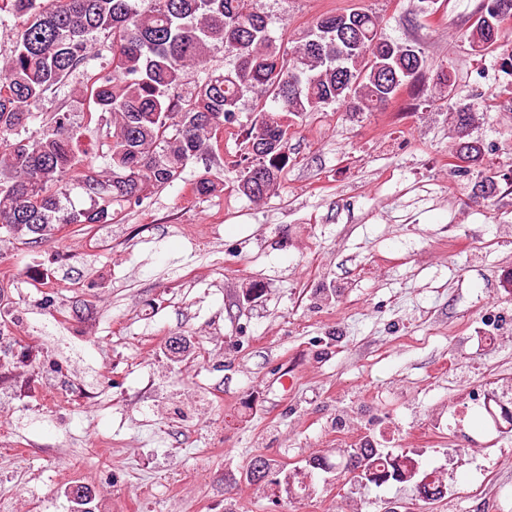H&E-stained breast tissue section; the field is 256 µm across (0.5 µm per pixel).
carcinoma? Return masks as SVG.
<instances>
[{
  "label": "carcinoma",
  "mask_w": 512,
  "mask_h": 512,
  "mask_svg": "<svg viewBox=\"0 0 512 512\" xmlns=\"http://www.w3.org/2000/svg\"><path fill=\"white\" fill-rule=\"evenodd\" d=\"M499 0H484L466 32L476 54L512 41ZM18 21L12 54L0 67V229L25 244L50 241L64 226L112 224L151 194L183 179L187 165L222 150L218 130L235 139L236 191L260 201L281 186L288 136L304 117L336 103L373 112L403 92L450 99L448 68L430 66L415 46L382 35L365 9L327 13L288 50L270 35L257 0H0ZM112 40V63L78 89L92 104L88 119L104 128L105 169L80 156L71 114L44 110L49 96L85 70L97 37ZM222 51L232 63L205 67ZM201 70L188 91L185 75ZM254 118L239 122L242 102ZM42 115L39 132L28 123ZM455 135L453 170L482 164L484 148L470 138L474 112L458 103L449 113ZM78 187L89 206L65 204ZM336 461L315 457L314 469L349 471L364 461L371 484L410 483L419 499L440 485L419 475L408 454L393 455L363 437ZM416 479H410L411 475Z\"/></svg>",
  "instance_id": "1"
}]
</instances>
